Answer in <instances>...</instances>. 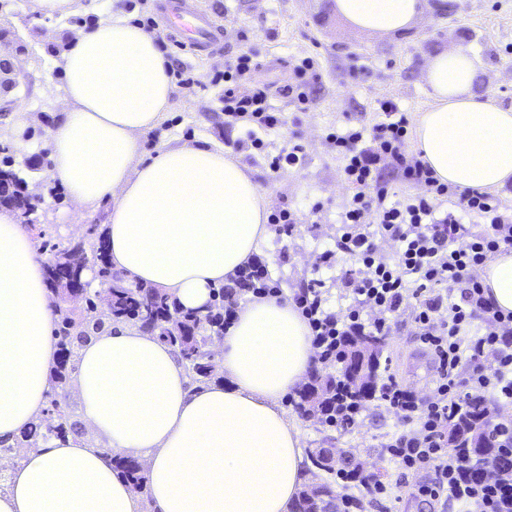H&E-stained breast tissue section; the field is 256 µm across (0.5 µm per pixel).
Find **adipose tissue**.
I'll return each mask as SVG.
<instances>
[{
  "label": "adipose tissue",
  "instance_id": "ef3b65f1",
  "mask_svg": "<svg viewBox=\"0 0 512 512\" xmlns=\"http://www.w3.org/2000/svg\"><path fill=\"white\" fill-rule=\"evenodd\" d=\"M353 26L411 27L423 0H335ZM67 107L51 133L53 176L72 201L111 204L112 268L127 283L205 311L214 289L253 262L267 236L264 195L245 166L205 147L142 158L139 138L166 112L171 61L122 14L75 31L63 59ZM473 53L430 61L434 103L415 128L436 178L493 190L512 181V109L473 93ZM488 298L512 311V250L480 272ZM43 260L14 211L0 208V440L14 443L42 416L58 355ZM223 382L189 384L174 349L125 324L83 343L73 382L85 433L26 451L8 472L0 512H290L306 483L302 432L283 397L315 365L309 325L292 301L240 303L220 339ZM136 458L146 494L105 457Z\"/></svg>",
  "mask_w": 512,
  "mask_h": 512
}]
</instances>
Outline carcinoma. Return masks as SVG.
<instances>
[{"label":"carcinoma","instance_id":"carcinoma-1","mask_svg":"<svg viewBox=\"0 0 512 512\" xmlns=\"http://www.w3.org/2000/svg\"><path fill=\"white\" fill-rule=\"evenodd\" d=\"M21 178L12 168L8 156L0 160V207H8L24 218L35 205L20 193ZM108 291L110 300L98 307L88 293L85 307L79 311L70 308L69 296L76 293L71 285L85 280L86 273ZM45 281L52 294L55 315V336L59 357L51 374V388L46 398L57 418L52 424H39L25 435V440L64 435L75 431L76 422L59 399L60 390L67 384L74 370L72 357L77 343L87 342L91 336L104 331L114 323L134 322L154 332L175 349L189 377L196 382L211 379L214 359L208 350L212 337L224 334V289L213 291L206 312L183 311L175 298L143 285L131 286L116 273L107 257L103 237L91 241L59 240L49 245L45 264ZM384 338L371 332L343 337L334 351L338 371L313 376L300 390L296 407L304 415H315L325 423L348 421L351 412L363 401L375 396L381 367ZM448 446L464 449L477 462L490 457L500 460L499 468L512 471V460L499 454V434L485 419L483 405L473 400L461 416L448 426ZM307 457L318 471H333L334 457L327 448H310ZM112 467L134 487L143 491L147 479L135 460L115 455L110 457ZM323 500L314 498L302 489L291 506V512H318Z\"/></svg>","mask_w":512,"mask_h":512}]
</instances>
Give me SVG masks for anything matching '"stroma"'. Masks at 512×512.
Here are the masks:
<instances>
[{
    "mask_svg": "<svg viewBox=\"0 0 512 512\" xmlns=\"http://www.w3.org/2000/svg\"><path fill=\"white\" fill-rule=\"evenodd\" d=\"M167 0H138L132 17L154 22L163 32V49L173 64L190 69L208 88L193 92L176 86L167 112L140 138L142 157L160 149L182 146L210 147L243 164L269 201L270 211L287 208L299 218L292 233L269 231L261 245L267 263L284 297L322 281L324 307L338 312L351 302L341 276L352 260L336 249V222L346 195L342 162L326 139L336 128L370 125L377 119L376 102L393 97L409 120L430 108L433 100L425 82L430 58L460 47L476 54V93L512 107V0H448V10L423 11L413 26L397 34H378L352 27L335 8L334 0H201L219 28L223 52L211 60L192 55L185 37L167 32ZM79 12L65 19L48 18L33 10L31 0H0V55L10 58L15 84L0 103V148L6 149L24 182L35 193L38 208L31 230L37 244L59 239L86 240L91 229H103L105 207L79 209L59 180L50 177L51 132L65 107L62 55L73 31L92 28L111 18L119 0H80ZM257 50L255 79L264 84L270 105L286 123L268 131L265 150L239 149L244 124L224 122V88L210 85L213 73L223 71L226 60L246 49ZM317 63L310 82V103L299 111L289 99L298 59ZM25 117L22 136H15L18 117ZM298 139L306 153L300 168L272 172L264 153L275 154ZM78 232H69V225ZM332 252L330 263L321 260ZM383 358L387 377L424 390L434 374V363L415 333L402 320L385 339ZM296 393L281 405L290 422L302 431L304 448H332L351 456L363 468L379 474L391 485L387 497H369L335 475L310 477V484H330L338 496L350 499L349 512H458L453 501L419 495V477L400 469L385 444L397 432L394 413L380 399L366 401L354 423L330 427L316 418L301 416Z\"/></svg>",
    "mask_w": 512,
    "mask_h": 512,
    "instance_id": "stroma-1",
    "label": "stroma"
}]
</instances>
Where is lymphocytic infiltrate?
Masks as SVG:
<instances>
[{
    "label": "lymphocytic infiltrate",
    "mask_w": 512,
    "mask_h": 512,
    "mask_svg": "<svg viewBox=\"0 0 512 512\" xmlns=\"http://www.w3.org/2000/svg\"><path fill=\"white\" fill-rule=\"evenodd\" d=\"M252 52L224 65V117L248 122L246 143L262 149L263 132L282 125L255 81ZM370 128L329 134L341 156L350 190L343 203L336 248L354 264L343 274L352 295L345 312L324 311L319 290L305 289L293 301L307 319L313 344L327 351L334 340L370 331L386 336L396 318L409 316L436 363L428 393L388 381L381 399L402 425L387 443L398 466L433 472L418 492L447 496L480 512H512V482L477 474L468 456L449 451L445 424L468 399L493 405L512 401V312L493 307L476 272L497 253L512 249V206L499 196L439 182L418 155L409 152L410 120L389 98L379 101ZM392 170L408 186L397 193L382 181ZM397 245L395 255L383 246ZM461 287L460 300L449 292ZM280 288L262 260H254L224 287V319L235 316V294L275 296Z\"/></svg>",
    "instance_id": "obj_1"
}]
</instances>
